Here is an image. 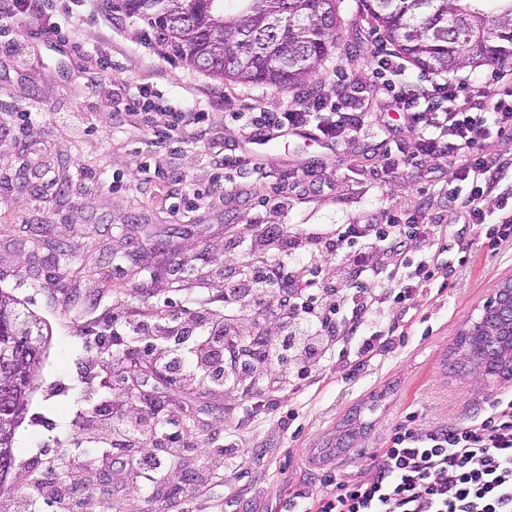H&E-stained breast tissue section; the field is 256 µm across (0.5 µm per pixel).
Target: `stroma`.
Here are the masks:
<instances>
[{
  "mask_svg": "<svg viewBox=\"0 0 512 512\" xmlns=\"http://www.w3.org/2000/svg\"><path fill=\"white\" fill-rule=\"evenodd\" d=\"M117 3L79 0L64 44L40 37L37 20H0V126L13 129L0 138V289L43 326L33 388L15 430L14 465L0 484V512H16L31 493L37 461L71 457L82 467L100 459L101 448L76 415L89 398L87 370L112 369L111 345L91 344V333L117 311L150 321L204 303L222 312L224 277L245 265V238L258 224L330 228L357 223L385 204L421 202L432 222L470 245L466 262L448 267L442 293L415 309L392 300L378 309L403 337L357 369L331 358L303 380L289 362L271 371L260 363L222 390L173 383L128 346L125 370L136 373L137 391L105 388L102 396L133 419L153 401L185 413L194 423L190 458L205 478L178 488L166 476L148 489L127 472L118 486L99 478L83 512H284L292 491L322 493L323 474L362 469L407 413L447 426L512 392L510 381L455 367L461 329L512 279V243L492 249L474 231H459L445 194L412 166L399 165L376 183L372 172L387 142L409 141L403 113H390L389 134L334 147L326 162L333 191L296 199L288 212L227 194L211 181L225 146L243 139L226 111L278 112L294 89L211 78L168 45L144 40L146 22L118 11ZM337 14L336 47L308 79L331 84L341 73L372 85L371 60L391 44L363 0H339ZM100 53L110 56L111 69L95 66ZM140 85L185 111L223 97L230 107L211 111L202 143L189 128L181 143L161 149L140 117L122 112ZM28 106L40 120L16 127L17 112ZM321 152L297 138L275 143L257 162L267 174L262 189L287 187L289 176ZM116 181L123 191L113 190ZM206 184L211 192L184 210L191 187ZM258 405L265 412L257 418Z\"/></svg>",
  "mask_w": 512,
  "mask_h": 512,
  "instance_id": "1",
  "label": "stroma"
}]
</instances>
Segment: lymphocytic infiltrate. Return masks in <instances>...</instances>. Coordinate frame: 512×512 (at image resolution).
<instances>
[{
    "label": "lymphocytic infiltrate",
    "instance_id": "1",
    "mask_svg": "<svg viewBox=\"0 0 512 512\" xmlns=\"http://www.w3.org/2000/svg\"><path fill=\"white\" fill-rule=\"evenodd\" d=\"M375 82L365 87L337 77L333 94L314 83L279 112H231L243 136L288 129L310 131L332 145L365 138L377 125L370 102L406 111L414 141L410 152L386 150L385 167L400 158L418 165L429 157L452 169L444 190L456 221L484 234L491 247L512 241V191L498 185L512 162L488 152L495 141H512V72H487L476 99L456 104L470 80L461 75L411 81L392 52L372 60ZM130 112H165L153 127L166 146L185 125L203 127L207 108L189 113L165 107L164 97L144 86L133 92ZM258 259L224 284V313L171 315L147 324L123 314L109 325L112 343L144 342L143 353L172 377L221 387L253 363L283 357L310 364L345 357L355 343L371 360L391 328L379 323L375 308L387 302L419 304L430 294L448 248L437 225L422 209L388 205L365 223L341 225L333 234L301 236L284 224H264L249 242ZM390 252L395 269L382 273L370 253ZM350 257L352 283L326 296L312 266L315 259ZM283 317V336L272 341L240 329L243 303ZM90 427L112 447V464L133 468L143 484H154L162 466L177 465L185 452L188 426L177 413L159 408L130 420L121 406L88 415ZM326 493L298 491L288 496V512H512V395L496 397L479 416L445 428H424L408 414L394 425L385 447L370 456L366 469L326 480Z\"/></svg>",
    "mask_w": 512,
    "mask_h": 512
}]
</instances>
